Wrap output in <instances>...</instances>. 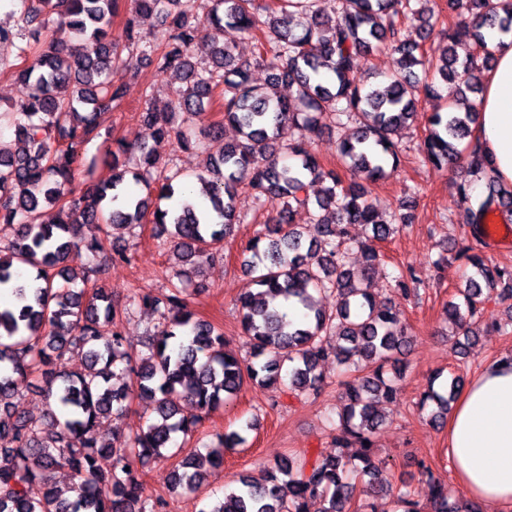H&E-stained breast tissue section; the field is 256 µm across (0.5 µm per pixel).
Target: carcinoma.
I'll return each mask as SVG.
<instances>
[{"mask_svg": "<svg viewBox=\"0 0 512 512\" xmlns=\"http://www.w3.org/2000/svg\"><path fill=\"white\" fill-rule=\"evenodd\" d=\"M16 27H0V43L16 47L15 73L24 85L20 99L0 108V126L14 128L20 146L0 150V223L21 231L0 241V289L12 299L0 305V512H60L53 481L67 469L79 481L67 512H163L166 500L145 495L139 469L177 458L169 490L194 493L203 485L202 462L224 463L223 449L246 443L253 423L217 435V448L203 455L185 450L205 416L237 397L245 382L279 387L298 398L324 383L319 364L333 359L355 373L344 383L342 406L331 447L314 458L290 456L267 466L202 512H363L361 496L389 488L386 462L373 435L386 421L382 406L397 402L399 377L410 344L399 326L398 309L376 303L371 275L382 262L378 244L400 231L404 217L386 220L375 208L367 185L384 179L399 161L398 131L417 116L413 89L437 96L430 74L455 87L446 110L429 118L420 145L423 161L437 169L467 152L471 172L487 194L472 204L473 187L457 184L460 216L478 224L497 211L512 218V184L501 182L478 139L471 137L483 72L493 60L487 32H512V0H448V10L464 7L473 18L470 43L451 29H436L419 0H339L324 14L316 0H279V8L259 0H132L122 32L112 24L122 0H9ZM154 18L169 30L158 49L139 31ZM224 27L256 42L253 60L235 55L228 43L209 57L193 51L205 27ZM394 55L393 68L361 88L351 75L376 53ZM144 63L171 74L185 86L169 110L144 103L140 120L155 138L179 148L207 152L204 170L185 177L175 159L159 161L147 144L129 146L101 133L100 113L121 105L123 76ZM267 71L265 83L250 81L252 65ZM294 89L292 98L280 87ZM222 101L223 121L206 123L214 99ZM238 139L224 141V126ZM335 130L341 158L353 181L346 187L309 149V139ZM103 138L112 145V180L74 193L76 166L87 146ZM331 185L319 191L324 181ZM246 186L270 217L246 247L245 266L255 290L239 298V322L250 344L242 361L224 334L197 317L185 300V283L200 262H211L224 239L245 221L235 197ZM57 208L51 224L41 208ZM297 208L314 210L313 223H292ZM151 215L156 235L167 236L183 263L165 271L168 293L141 289L130 304L116 306L100 284L108 248L96 238L81 242L85 224L136 227ZM360 224L366 236L350 237ZM361 265L346 262L348 250ZM470 264L462 288L446 306V316L462 332L467 353L476 344L472 325L481 318L486 296L512 300V267L489 262L474 247L460 251ZM81 283L83 288L74 285ZM328 293L335 307L316 306ZM305 310L303 320L288 316V304ZM149 307L160 322L137 357L119 330L133 307ZM79 350L84 365L67 367ZM130 382L114 387L113 380ZM463 386L454 376L443 392L434 387L420 399L433 404L430 418L447 423L450 404ZM36 389L55 408L42 417L20 412L14 400ZM191 402L183 412L174 397ZM140 397L155 405L156 421L117 447L101 443L103 420L123 414ZM357 447L350 455L346 449ZM112 457L104 470L99 458ZM418 474L430 486L421 506L408 489L398 490L401 512H484L470 500H455L448 482L420 461Z\"/></svg>", "mask_w": 512, "mask_h": 512, "instance_id": "1", "label": "carcinoma"}]
</instances>
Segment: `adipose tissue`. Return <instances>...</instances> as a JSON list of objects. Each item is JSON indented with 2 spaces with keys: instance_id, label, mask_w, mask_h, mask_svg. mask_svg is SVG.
Returning a JSON list of instances; mask_svg holds the SVG:
<instances>
[{
  "instance_id": "1",
  "label": "adipose tissue",
  "mask_w": 512,
  "mask_h": 512,
  "mask_svg": "<svg viewBox=\"0 0 512 512\" xmlns=\"http://www.w3.org/2000/svg\"><path fill=\"white\" fill-rule=\"evenodd\" d=\"M495 63L483 78L476 135L496 175L512 183V34H491ZM448 457L459 485L493 512H512V357L489 363L448 414Z\"/></svg>"
}]
</instances>
